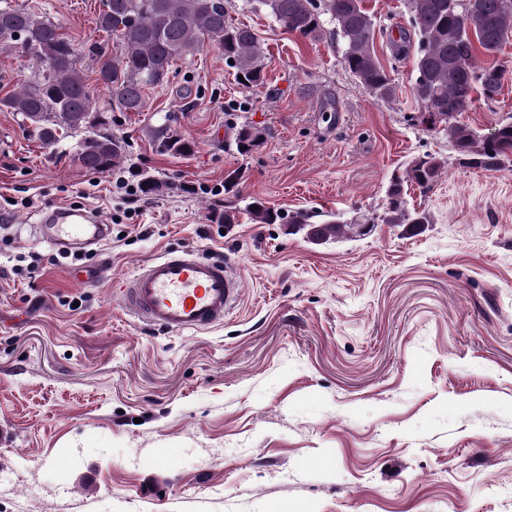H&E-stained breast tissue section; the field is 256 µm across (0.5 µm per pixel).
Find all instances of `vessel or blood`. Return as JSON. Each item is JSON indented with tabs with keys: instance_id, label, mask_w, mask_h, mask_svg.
<instances>
[{
	"instance_id": "1",
	"label": "vessel or blood",
	"mask_w": 512,
	"mask_h": 512,
	"mask_svg": "<svg viewBox=\"0 0 512 512\" xmlns=\"http://www.w3.org/2000/svg\"><path fill=\"white\" fill-rule=\"evenodd\" d=\"M39 243L53 251H95L109 227L93 211L63 207L35 227ZM243 275L235 261L191 250H170L122 278L119 305L145 326L196 334L223 324L241 300Z\"/></svg>"
}]
</instances>
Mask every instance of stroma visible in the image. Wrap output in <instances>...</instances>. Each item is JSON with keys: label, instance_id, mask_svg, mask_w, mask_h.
Returning <instances> with one entry per match:
<instances>
[{"label": "stroma", "instance_id": "1", "mask_svg": "<svg viewBox=\"0 0 512 512\" xmlns=\"http://www.w3.org/2000/svg\"><path fill=\"white\" fill-rule=\"evenodd\" d=\"M19 2L77 48L99 37L102 0ZM364 7L396 86L385 100L345 69L342 40L297 37L228 0L260 37L264 85L243 88L213 47L177 61L146 111L109 113L127 143L109 172L75 163L74 138L43 148L0 112V512H512V162L459 165L411 94L413 56L392 53L405 0ZM496 60L500 93L461 116L484 136L512 119V33ZM244 123L264 133L247 154L234 143ZM160 126L193 153L162 150ZM426 154L443 174L405 191L429 223H378L392 175ZM133 165L175 189L129 199ZM255 200L376 223L320 243L253 223ZM63 205L111 224L93 259L56 260L31 235ZM228 207L238 223L215 224ZM170 249L239 263L223 325L164 333L122 311L112 282ZM21 251L41 268L15 280ZM166 448L174 465L154 466Z\"/></svg>", "mask_w": 512, "mask_h": 512}]
</instances>
